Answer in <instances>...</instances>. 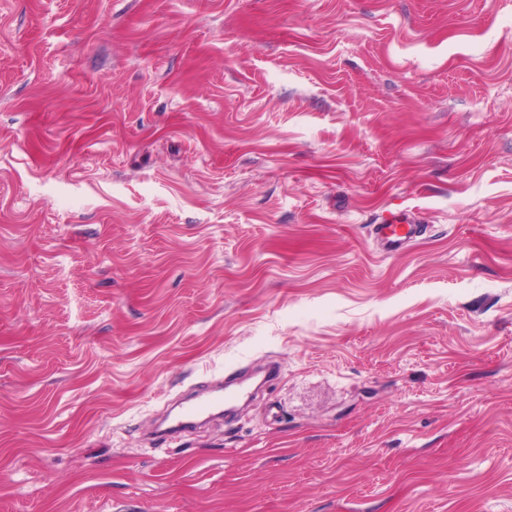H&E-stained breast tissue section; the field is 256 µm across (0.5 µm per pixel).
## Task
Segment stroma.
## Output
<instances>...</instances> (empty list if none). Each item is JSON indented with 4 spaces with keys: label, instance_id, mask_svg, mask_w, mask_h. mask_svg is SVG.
<instances>
[{
    "label": "stroma",
    "instance_id": "1",
    "mask_svg": "<svg viewBox=\"0 0 512 512\" xmlns=\"http://www.w3.org/2000/svg\"><path fill=\"white\" fill-rule=\"evenodd\" d=\"M119 505L512 512V0H0V512ZM392 218L376 224L373 233L380 246L389 253L397 252L421 236V228L410 224L403 213H392ZM241 378H234L226 382L224 389H213L203 397L196 398L188 405L183 406L180 414L173 418V426L182 431H189V428L196 424L197 420L210 414L219 408L220 413L227 407L233 406L237 401L250 396L249 385H244Z\"/></svg>",
    "mask_w": 512,
    "mask_h": 512
}]
</instances>
